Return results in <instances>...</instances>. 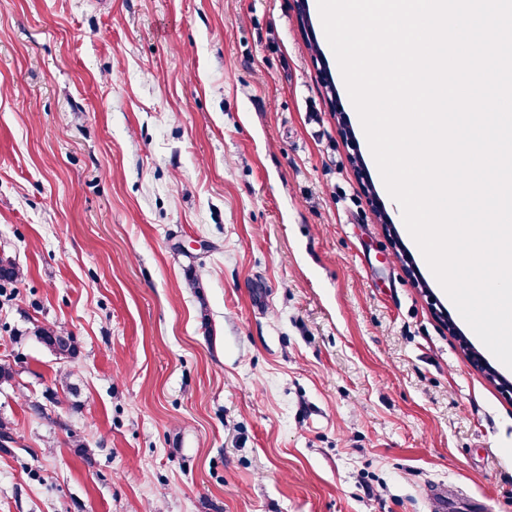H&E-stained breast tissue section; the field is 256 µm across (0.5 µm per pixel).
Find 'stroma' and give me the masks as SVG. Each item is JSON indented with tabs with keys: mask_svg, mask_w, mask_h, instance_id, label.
I'll return each mask as SVG.
<instances>
[{
	"mask_svg": "<svg viewBox=\"0 0 512 512\" xmlns=\"http://www.w3.org/2000/svg\"><path fill=\"white\" fill-rule=\"evenodd\" d=\"M1 251L0 512H512V369L318 0H0ZM33 335L38 342L57 355L59 359H72L76 356L77 348L72 336L39 325L34 327Z\"/></svg>",
	"mask_w": 512,
	"mask_h": 512,
	"instance_id": "35a3bbf8",
	"label": "stroma"
}]
</instances>
